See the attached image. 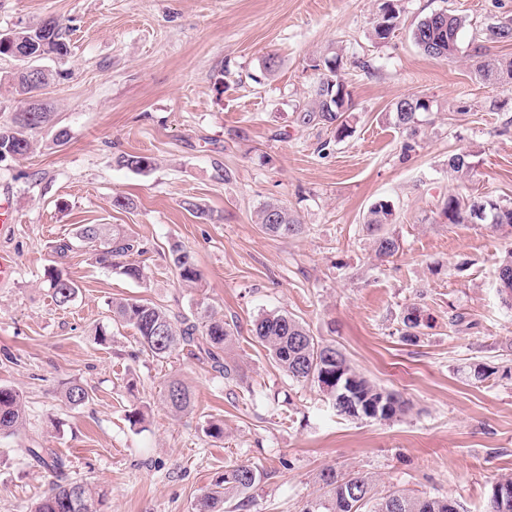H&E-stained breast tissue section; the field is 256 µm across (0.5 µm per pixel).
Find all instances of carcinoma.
Instances as JSON below:
<instances>
[{
  "label": "carcinoma",
  "mask_w": 512,
  "mask_h": 512,
  "mask_svg": "<svg viewBox=\"0 0 512 512\" xmlns=\"http://www.w3.org/2000/svg\"><path fill=\"white\" fill-rule=\"evenodd\" d=\"M389 17L372 21L371 35L377 42L388 39L393 29L390 23H400L401 14L396 0H388ZM465 20L445 10L432 12L417 22L411 37L426 56L448 60L456 55L460 31ZM481 37L486 43L512 42V18L503 17L484 23ZM70 54L62 26L54 17H48L33 26L19 27L0 34V57H27L39 61L46 57L64 60ZM343 56L337 52L315 60L313 68L319 71L311 99L300 110L298 121L307 128L320 126L341 141L351 135L348 123L349 94L338 80ZM471 74L478 82L497 84L512 79V59L483 56L473 64ZM48 84V74L35 75L22 70L15 76L14 89L24 96V108L31 109L28 121L12 119L10 125L0 127V160L26 155L32 144V135L49 125L52 112L48 104L34 98L32 93ZM429 110L428 101L414 96L403 97L393 104L394 124L405 134L402 153L415 151L421 134L420 114ZM115 163L138 173L153 169L152 158L142 154L122 153ZM473 154L461 150L448 157V170L459 180L470 177L474 170ZM472 195L449 194L443 203V212L450 224H468L473 209ZM485 222L496 227L512 228V204H504L483 197ZM396 221L394 204L378 200L367 211L362 230L372 244L375 257L388 262L399 252V242L389 226ZM258 224L268 236L286 238L303 232V225L287 207L268 203L259 211ZM76 239L98 243L95 263L107 269H117L126 277L140 281L143 268L126 261V257L141 250L140 242L114 228L107 234L99 224H82ZM172 261L179 278L188 283L199 280L200 273L194 257L175 245L171 248ZM45 287L60 307L70 304L77 293L76 283L57 266L45 270ZM497 292L504 307L512 308V249L505 251L498 261ZM113 320L135 331L138 352L158 361L186 351L210 363L211 369L230 385L243 379L244 373L231 352L235 344L237 326L207 309L186 314L173 312L147 300H119L112 302ZM426 314L424 307L412 303L401 316L400 333L410 343L419 341L421 329L428 323L419 321ZM253 336L268 356L289 380L297 384H312L332 403L336 414L346 418L392 421L407 414L409 403L399 394L389 391L358 372L336 345L317 339L305 323L281 311L260 314L253 324ZM512 376V366L500 368L483 362L467 366V375L483 383L496 374ZM64 397L68 404L79 407L92 399L91 390L79 382L66 386ZM164 401L175 414L190 410L194 394L180 379L167 384ZM25 418L23 396L13 388L0 386V433H14ZM26 455L44 465L55 477L54 486L31 507V512H99L105 496L97 486L73 480L66 460L53 448H26ZM260 471L245 463L224 467V474L197 500L196 512H220L224 500L236 492L253 488L260 481ZM324 492L311 500L303 512H453L448 497L414 496L399 490L384 493L377 488V479L358 470L340 471L327 467L318 475ZM486 512H512V476L497 479L491 487Z\"/></svg>",
  "instance_id": "carcinoma-1"
}]
</instances>
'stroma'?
<instances>
[{
  "mask_svg": "<svg viewBox=\"0 0 512 512\" xmlns=\"http://www.w3.org/2000/svg\"><path fill=\"white\" fill-rule=\"evenodd\" d=\"M398 4L400 27L378 43L370 29L379 0H0V31L51 16L71 47L65 61L39 62L53 124L27 155L0 161V196L14 215L0 255L16 268L0 285V385L26 403L24 426L0 434V512H29L48 492L50 473L25 454L40 445L68 460L71 478L105 491L100 512H195L232 463L262 474L242 496L244 512H303L327 467L485 512L492 484L512 476V378L476 385L463 369L512 359V310L496 291V261L512 234L449 224L441 207L457 192L512 202V87L471 75L481 51L512 58V44H485L475 30L512 15V0ZM445 7L468 25L455 57L441 61L414 45L411 30ZM335 51L352 99L353 131L341 141L298 121L317 81L313 59ZM405 96L430 104L408 157L389 115ZM60 129L69 133L62 146ZM460 148L475 162L466 181L448 172ZM121 153L149 156L154 168L118 167ZM117 195L133 208L115 209ZM380 199L396 210L400 249L389 262L376 259L362 230ZM269 202L287 206L304 232L264 234L258 212ZM83 224L116 225L143 244L132 259L144 279L101 268L87 245L57 258L54 246ZM175 244L195 258L198 283L180 280ZM54 264L78 286L65 309L43 284ZM119 299L183 312L202 304L236 322L243 381L225 385L184 353L137 355L133 329L112 321ZM413 302L431 325L411 345L398 327ZM267 311L305 322L357 371L408 398L409 415L347 419L317 387L289 381L250 331ZM454 312L470 330L449 325ZM173 378L195 393L177 416L163 402ZM74 380L92 391L85 406L63 397ZM134 405L147 413L136 426L127 419ZM215 420L223 438L203 432Z\"/></svg>",
  "mask_w": 512,
  "mask_h": 512,
  "instance_id": "obj_1",
  "label": "stroma"
}]
</instances>
